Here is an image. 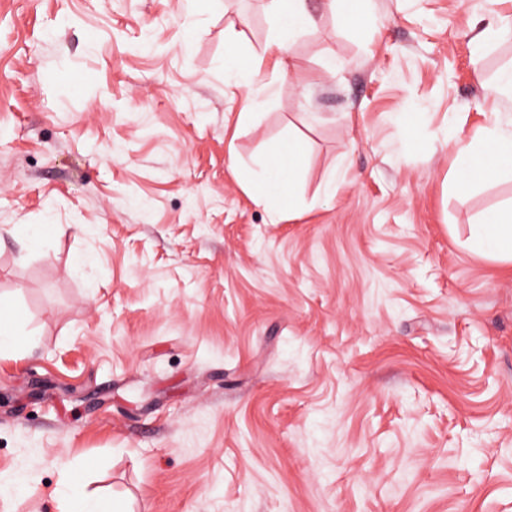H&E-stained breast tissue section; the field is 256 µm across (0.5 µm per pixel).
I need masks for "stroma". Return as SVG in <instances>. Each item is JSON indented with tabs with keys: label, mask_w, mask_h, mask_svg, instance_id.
<instances>
[{
	"label": "stroma",
	"mask_w": 512,
	"mask_h": 512,
	"mask_svg": "<svg viewBox=\"0 0 512 512\" xmlns=\"http://www.w3.org/2000/svg\"><path fill=\"white\" fill-rule=\"evenodd\" d=\"M308 5L280 80L264 0H0V512L67 479L128 512H512V269L466 244L512 176L459 191L451 150L512 114V40L477 48L484 0H370L360 35ZM257 54L271 91L225 84ZM295 148L277 213L241 173ZM17 319L9 304L0 302V352L13 348L18 342Z\"/></svg>",
	"instance_id": "35a3bbf8"
}]
</instances>
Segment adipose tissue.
<instances>
[{
    "mask_svg": "<svg viewBox=\"0 0 512 512\" xmlns=\"http://www.w3.org/2000/svg\"><path fill=\"white\" fill-rule=\"evenodd\" d=\"M265 9L277 24L268 51L278 59L288 57L302 29L312 25L307 0H266ZM456 185L468 189L474 179L492 182L512 173V117L496 119L480 138H456L453 142ZM302 166V157L272 153L251 181L263 188L266 197L283 202V186L293 181ZM469 243L481 257L505 266L512 265V202L485 212L469 227Z\"/></svg>",
    "mask_w": 512,
    "mask_h": 512,
    "instance_id": "adipose-tissue-1",
    "label": "adipose tissue"
}]
</instances>
